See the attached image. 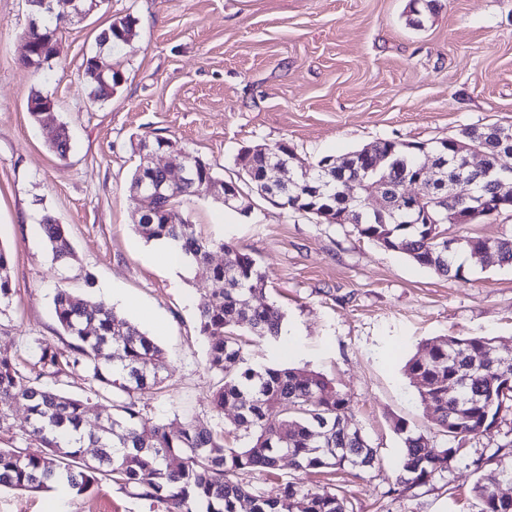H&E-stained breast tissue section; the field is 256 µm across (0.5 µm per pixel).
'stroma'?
<instances>
[{"instance_id":"obj_1","label":"stroma","mask_w":512,"mask_h":512,"mask_svg":"<svg viewBox=\"0 0 512 512\" xmlns=\"http://www.w3.org/2000/svg\"><path fill=\"white\" fill-rule=\"evenodd\" d=\"M410 0H103L60 28L57 55L36 71L21 62L26 0H0V247L10 252L14 294L0 305V351L23 359L37 340L58 341L57 288L83 299L119 288L117 313L164 350L160 389L145 414L234 431L236 411L211 406L208 338L197 331L209 284L169 269L134 227L129 201L138 144L163 138L236 179L247 147L288 144L315 161L381 139L432 143L468 126L512 125V0H438L422 27ZM132 16L136 36L112 50L121 78L111 98L90 102L83 60L111 20ZM50 98L66 123L59 159L28 110ZM241 215L209 196L183 199L198 233L251 255L268 277L265 300L286 313L275 344L250 346L256 364L316 372L351 401L377 461L368 470L238 478L254 493L291 482L344 495L349 512H480L472 488L490 479V456L512 445V408L489 431L463 440L452 467L397 491L396 421L427 431L429 412L406 377V360L439 336H486L512 358V267L469 253L448 279L360 237L349 224H319L248 191ZM62 224L74 256L55 264L40 222ZM486 459L476 468V459ZM0 512H156L104 481L76 495L0 488Z\"/></svg>"}]
</instances>
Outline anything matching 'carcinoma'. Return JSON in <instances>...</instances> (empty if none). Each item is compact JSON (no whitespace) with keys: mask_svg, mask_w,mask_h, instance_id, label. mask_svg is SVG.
I'll use <instances>...</instances> for the list:
<instances>
[{"mask_svg":"<svg viewBox=\"0 0 512 512\" xmlns=\"http://www.w3.org/2000/svg\"><path fill=\"white\" fill-rule=\"evenodd\" d=\"M60 25L42 15L39 29H30L38 51H53ZM125 35L136 36L135 20L129 16L114 20L99 38L98 45H117ZM106 82L87 84L89 99L112 97L117 72L107 57ZM47 143L64 159L70 147L65 124L45 125ZM479 138L486 164L499 166L512 154V143H502L490 128L467 127L456 140ZM155 147H165L173 162L193 168L191 181L165 187L164 194L149 206L151 215L135 225L147 241L168 239L194 277L212 284L198 304V331L213 337L208 352V369L218 377L212 408L221 413L231 405L239 409L237 429L249 443L243 448L224 445V436L194 423L175 426L154 421L142 413L140 396L159 386L166 370L164 350L145 332L119 315L102 300H84L64 288L53 298L55 318L66 336L62 345L36 340L39 355L33 361L0 352V434L13 433L12 412L23 402L29 412L28 426L21 431V445L0 447V487L29 491L53 490L63 484L78 494L90 491L102 480H110L162 512H348L347 499L336 493L304 491L288 482L273 495H256L237 480V474L253 469L272 472L286 451L292 464L315 473L345 468L365 470L374 466L377 449L370 446L355 423L350 400L322 375L302 373L279 365L247 363L248 341L243 333L259 340H276L282 335L285 312L275 304H253L252 298L266 291L268 276L247 254L222 239H208L196 233L179 209L180 199L203 194V182L215 179L213 167L192 156L167 139L158 138ZM411 143L381 140L372 150L386 158L384 166L367 175L372 157L355 150L339 167L324 171L328 157L310 162L288 144L238 156L240 178L257 187L276 160L288 159L297 182L309 184L312 194L302 188L281 194L283 209L319 219L326 204L338 211L350 210V223L357 234L387 250L399 251L416 264L440 276L460 277L454 266L457 250H483L493 262L512 266V236L484 240L468 235L448 246L438 238L445 225L399 224L390 215L379 221L362 207L361 201L345 203L341 189L351 181L358 197L386 190L420 172L418 154ZM430 154H443L455 162L448 175L464 164V156L452 153L448 140L432 146L421 144ZM164 180L163 172L139 163L130 189L142 183ZM41 233L53 261L72 256V246L60 224L46 220ZM215 250L228 256L214 265ZM9 256L0 247V304L8 302L13 288L7 275ZM496 340L484 336H440L429 339L406 361L404 371L421 401L431 407L436 435L415 432L404 423L395 424L404 452L399 461V484L405 490L429 483L448 470L456 449L449 446L489 430L501 408L512 403V384L501 374ZM87 374L85 396H69L50 386L74 371ZM465 378L464 397L448 394V385ZM111 396L110 408L101 433L85 434V421L93 400ZM445 437L440 441L437 436ZM97 449L85 456L83 439ZM473 491L480 512H512V500L496 497L494 489L479 481Z\"/></svg>","mask_w":512,"mask_h":512,"instance_id":"obj_1","label":"carcinoma"}]
</instances>
